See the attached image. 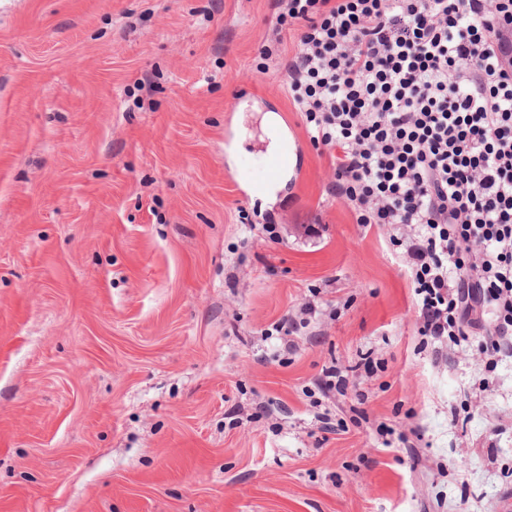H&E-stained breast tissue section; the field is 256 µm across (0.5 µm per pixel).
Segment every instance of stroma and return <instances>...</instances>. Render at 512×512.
<instances>
[{"mask_svg": "<svg viewBox=\"0 0 512 512\" xmlns=\"http://www.w3.org/2000/svg\"><path fill=\"white\" fill-rule=\"evenodd\" d=\"M279 14L0 0V512L512 497V358L418 335L403 248L288 99ZM287 137L296 169L243 198L241 158Z\"/></svg>", "mask_w": 512, "mask_h": 512, "instance_id": "35a3bbf8", "label": "stroma"}]
</instances>
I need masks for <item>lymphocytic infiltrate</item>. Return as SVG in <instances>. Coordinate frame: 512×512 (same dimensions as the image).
<instances>
[{
  "label": "lymphocytic infiltrate",
  "mask_w": 512,
  "mask_h": 512,
  "mask_svg": "<svg viewBox=\"0 0 512 512\" xmlns=\"http://www.w3.org/2000/svg\"><path fill=\"white\" fill-rule=\"evenodd\" d=\"M285 86L357 223L398 235L420 335L512 358V0H283Z\"/></svg>",
  "instance_id": "f902f5d3"
}]
</instances>
